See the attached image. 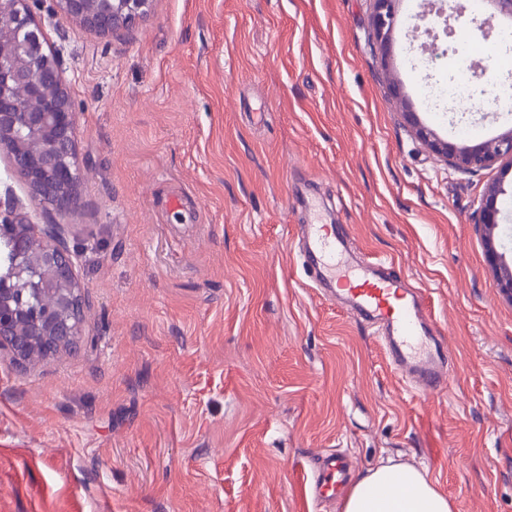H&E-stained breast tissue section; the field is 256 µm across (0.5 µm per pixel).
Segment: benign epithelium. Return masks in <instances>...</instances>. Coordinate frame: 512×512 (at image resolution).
Instances as JSON below:
<instances>
[{"label": "benign epithelium", "mask_w": 512, "mask_h": 512, "mask_svg": "<svg viewBox=\"0 0 512 512\" xmlns=\"http://www.w3.org/2000/svg\"><path fill=\"white\" fill-rule=\"evenodd\" d=\"M31 0H0V148L10 154L33 201L63 217L80 201L81 170L77 152V122L71 93L60 62L44 49ZM60 9L83 28L101 34L128 30L147 16L154 0H56ZM371 39L383 67L390 65L393 33L400 0H373ZM487 20H512V0H485ZM40 102L24 107L18 89ZM419 138L459 171L499 165L512 173V129L478 145L444 140L417 124ZM501 182L484 194L483 228L496 286L512 300V267L494 244L501 215ZM63 224H31L0 215V245L12 256L9 277L0 283V348L9 349L21 368L37 360L34 349H64L82 335L83 285L76 273L79 255L68 249ZM41 243L40 252L30 248Z\"/></svg>", "instance_id": "obj_1"}]
</instances>
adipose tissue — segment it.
<instances>
[{
  "label": "adipose tissue",
  "mask_w": 512,
  "mask_h": 512,
  "mask_svg": "<svg viewBox=\"0 0 512 512\" xmlns=\"http://www.w3.org/2000/svg\"><path fill=\"white\" fill-rule=\"evenodd\" d=\"M341 512H453V505L425 472L381 463L355 480L341 501Z\"/></svg>",
  "instance_id": "adipose-tissue-1"
}]
</instances>
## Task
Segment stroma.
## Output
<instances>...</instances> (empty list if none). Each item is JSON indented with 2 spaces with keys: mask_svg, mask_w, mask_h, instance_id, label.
I'll return each instance as SVG.
<instances>
[{
  "mask_svg": "<svg viewBox=\"0 0 512 512\" xmlns=\"http://www.w3.org/2000/svg\"><path fill=\"white\" fill-rule=\"evenodd\" d=\"M466 3L446 0L463 13L427 71L402 0L392 63L423 124L476 144L512 129V46ZM31 8L74 103L80 204L42 208L0 152V212L66 222L84 323L24 372L0 350V512H340L310 494L328 450L424 469L454 512H512V301L478 224L500 172L449 168L404 119L373 0H155L113 35ZM460 52L467 113L430 111ZM317 219L424 289L445 393L311 288L294 245Z\"/></svg>",
  "mask_w": 512,
  "mask_h": 512,
  "instance_id": "35a3bbf8",
  "label": "stroma"
}]
</instances>
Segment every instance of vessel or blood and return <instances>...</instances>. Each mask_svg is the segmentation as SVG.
Returning a JSON list of instances; mask_svg holds the SVG:
<instances>
[{
	"instance_id": "b4317fda",
	"label": "vessel or blood",
	"mask_w": 512,
	"mask_h": 512,
	"mask_svg": "<svg viewBox=\"0 0 512 512\" xmlns=\"http://www.w3.org/2000/svg\"><path fill=\"white\" fill-rule=\"evenodd\" d=\"M302 268L326 299L370 323L379 333L391 368L418 392L434 396L447 388L448 346L440 336L421 289L393 272L387 260L352 264L345 235L330 224L300 227ZM350 464L335 451L320 456L310 485L315 500L335 498Z\"/></svg>"
}]
</instances>
